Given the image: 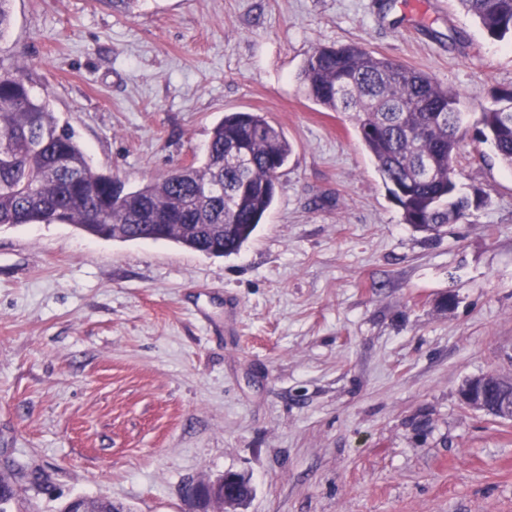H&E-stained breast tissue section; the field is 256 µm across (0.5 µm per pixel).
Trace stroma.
Masks as SVG:
<instances>
[{"label": "stroma", "instance_id": "1", "mask_svg": "<svg viewBox=\"0 0 512 512\" xmlns=\"http://www.w3.org/2000/svg\"><path fill=\"white\" fill-rule=\"evenodd\" d=\"M0 74L25 66L93 167L125 188L201 158L224 113L294 152L238 253L0 226V471L12 512L74 496L199 512L189 485L243 475L235 512H512V421L458 390L512 373V170L479 141L512 44L455 0H12ZM358 43L460 94L461 193L430 234L348 112L301 92L319 45ZM38 482H31V475Z\"/></svg>", "mask_w": 512, "mask_h": 512}]
</instances>
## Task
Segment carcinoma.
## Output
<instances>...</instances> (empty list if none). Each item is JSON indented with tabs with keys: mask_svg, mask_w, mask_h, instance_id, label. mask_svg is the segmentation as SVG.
Returning <instances> with one entry per match:
<instances>
[{
	"mask_svg": "<svg viewBox=\"0 0 512 512\" xmlns=\"http://www.w3.org/2000/svg\"><path fill=\"white\" fill-rule=\"evenodd\" d=\"M493 40L512 41V0H458ZM298 80L305 97L331 112H352L357 135L402 209L404 222L436 233L485 197L457 193L448 180L465 137L459 93L428 74L357 44L321 45ZM480 140L512 168V90L482 108ZM293 152L284 131L259 112H226L194 162L124 190L97 172L73 132L59 125L20 69L0 76V225L72 224L89 235L122 240H167L207 256L238 252L273 204L282 168ZM0 495L11 512L20 494ZM93 512H121L123 504L86 497Z\"/></svg>",
	"mask_w": 512,
	"mask_h": 512,
	"instance_id": "carcinoma-1",
	"label": "carcinoma"
}]
</instances>
